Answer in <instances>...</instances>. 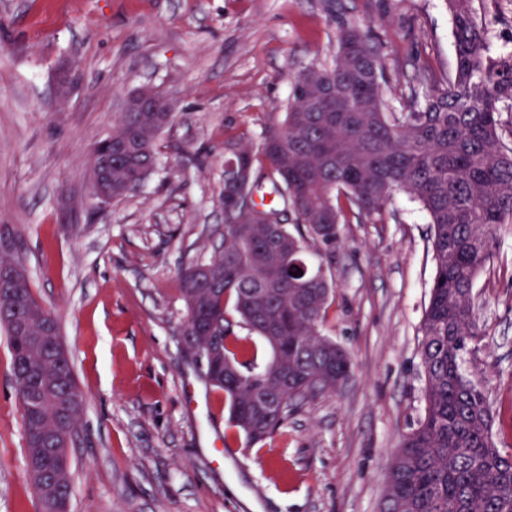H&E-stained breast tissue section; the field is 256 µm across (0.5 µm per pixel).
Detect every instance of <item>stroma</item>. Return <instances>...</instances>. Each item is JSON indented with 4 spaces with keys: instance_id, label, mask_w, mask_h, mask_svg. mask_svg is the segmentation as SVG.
<instances>
[{
    "instance_id": "1",
    "label": "stroma",
    "mask_w": 512,
    "mask_h": 512,
    "mask_svg": "<svg viewBox=\"0 0 512 512\" xmlns=\"http://www.w3.org/2000/svg\"><path fill=\"white\" fill-rule=\"evenodd\" d=\"M0 0V254L56 316L85 401L69 512H380L387 462L424 413L418 344L435 262L417 202L345 210L327 260L325 333L350 355L336 391L271 439L231 428L223 391L182 349L179 276L224 238V143L282 123L301 69L332 65L342 22L378 23L400 93L450 76L445 0ZM492 51L512 50V0H474ZM174 103L159 161L127 197L90 192L91 153L126 93ZM483 380L512 452V227L474 288ZM0 329V512H40Z\"/></svg>"
}]
</instances>
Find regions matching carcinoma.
I'll use <instances>...</instances> for the list:
<instances>
[{
  "label": "carcinoma",
  "instance_id": "obj_1",
  "mask_svg": "<svg viewBox=\"0 0 512 512\" xmlns=\"http://www.w3.org/2000/svg\"><path fill=\"white\" fill-rule=\"evenodd\" d=\"M455 68L421 87L397 111L387 54L369 29L345 24L333 66H310L291 81L282 124L258 145L224 144V163L241 160L252 195L266 181L283 209L253 200L224 211V246L204 264L222 275L213 287L180 276L187 346L218 352L206 360L208 382L224 391L228 421L251 442L272 437L290 407L336 390L349 376V354L321 326L334 291L323 266L309 271V244L340 243V198L359 214L381 215L403 194L418 201L430 224L435 271L421 324L419 355L426 377L424 415L391 457L381 512H512V452L498 448L495 416L481 380L462 371L480 339L474 306L478 271L512 224V51L490 54L472 0H447ZM167 112H122L126 147L112 145V178L98 187L120 195L147 159L158 161L156 130ZM263 156L267 168L256 166ZM290 211L296 230L279 223ZM303 274L292 276L296 271ZM245 324L271 349L262 369L237 357L233 326ZM0 325L9 336L11 368L22 398L25 465L41 505L71 495L67 448L57 431L78 425L84 397L54 314L33 295L28 277L0 280ZM231 362L240 374L224 373Z\"/></svg>",
  "mask_w": 512,
  "mask_h": 512
}]
</instances>
